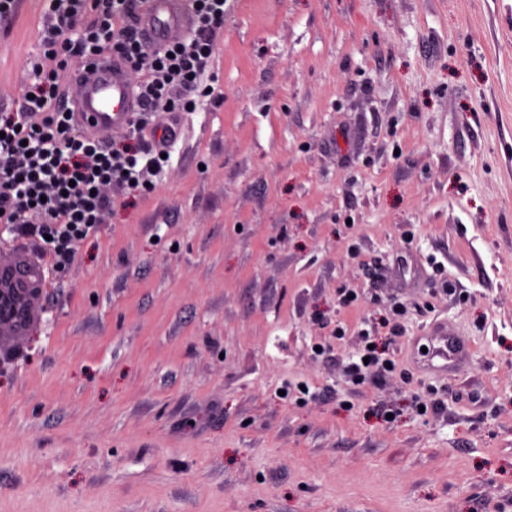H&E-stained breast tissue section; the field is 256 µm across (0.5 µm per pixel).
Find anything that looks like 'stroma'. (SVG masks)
Returning a JSON list of instances; mask_svg holds the SVG:
<instances>
[{
	"instance_id": "obj_1",
	"label": "stroma",
	"mask_w": 512,
	"mask_h": 512,
	"mask_svg": "<svg viewBox=\"0 0 512 512\" xmlns=\"http://www.w3.org/2000/svg\"><path fill=\"white\" fill-rule=\"evenodd\" d=\"M43 30L0 20L1 111ZM209 71L0 363V512H512V0H224ZM422 338L426 343L415 356L419 369L445 376H456L468 369L473 345L452 323L435 321ZM422 347L427 348L426 353ZM368 345L371 343L367 342L364 346V353L361 355L359 363L352 364L350 372L357 379L363 381L366 377H370V379L375 383L384 382V375L386 373L392 372L394 369V364L385 360L381 364H379V359L375 355V351L368 348ZM369 357L368 364L364 363V358ZM388 365H391V368H388ZM366 370V372H364Z\"/></svg>"
}]
</instances>
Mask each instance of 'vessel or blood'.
I'll use <instances>...</instances> for the list:
<instances>
[{"label": "vessel or blood", "instance_id": "1", "mask_svg": "<svg viewBox=\"0 0 512 512\" xmlns=\"http://www.w3.org/2000/svg\"><path fill=\"white\" fill-rule=\"evenodd\" d=\"M191 14L186 0H147L141 27L149 44L161 45L187 34ZM80 91L73 102L77 124L95 133L126 129L137 108L134 85L116 60L93 61L79 77ZM426 349L415 356L419 369L441 375L465 370L472 343L446 321L432 323L425 335Z\"/></svg>", "mask_w": 512, "mask_h": 512}]
</instances>
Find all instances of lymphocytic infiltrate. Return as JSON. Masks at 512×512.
I'll list each match as a JSON object with an SVG mask.
<instances>
[{
    "label": "lymphocytic infiltrate",
    "instance_id": "1",
    "mask_svg": "<svg viewBox=\"0 0 512 512\" xmlns=\"http://www.w3.org/2000/svg\"><path fill=\"white\" fill-rule=\"evenodd\" d=\"M134 2L44 0L47 29L27 96L17 111L0 113V223L25 247L23 287L29 294L43 287L45 267L71 266L75 243L97 232L112 206L103 186L119 181L147 190L172 138L163 130L157 148L141 158L84 134L58 99L59 67L74 58L118 57L145 74L137 85L144 116L191 112L214 93L203 78L224 25V0H191L193 34L159 47L129 24ZM88 12L95 13L94 23L79 28Z\"/></svg>",
    "mask_w": 512,
    "mask_h": 512
}]
</instances>
